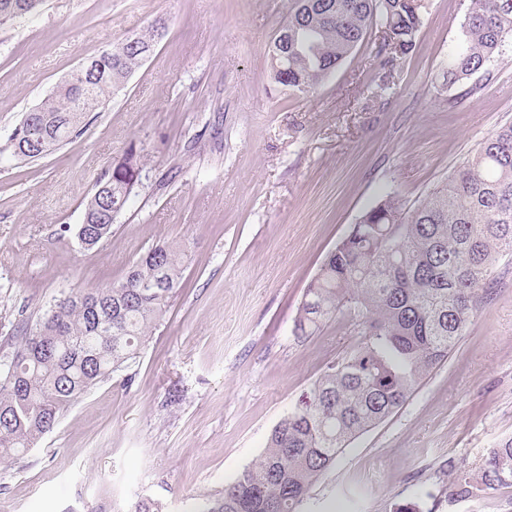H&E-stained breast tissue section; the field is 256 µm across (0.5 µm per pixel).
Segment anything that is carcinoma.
I'll return each instance as SVG.
<instances>
[{
    "label": "carcinoma",
    "mask_w": 512,
    "mask_h": 512,
    "mask_svg": "<svg viewBox=\"0 0 512 512\" xmlns=\"http://www.w3.org/2000/svg\"><path fill=\"white\" fill-rule=\"evenodd\" d=\"M44 0H0V25ZM426 0H291L288 19L270 46L288 35V65L272 79L295 94L314 92L375 28L384 32L375 58L384 70L409 54L423 24ZM161 19L94 58L104 77L88 94L59 91L15 127L32 145L19 156L0 145V159L42 157L73 139L84 114L124 87L163 39ZM512 40V0H470L460 46L448 63V85L482 70ZM144 171L130 143L96 184L76 235L86 250L112 235V196ZM512 259V122L487 137L465 166L423 200L407 207L386 193L351 225L307 285L297 336L333 322L354 337L273 427L258 464L244 468L197 512H301L311 486L340 453L411 396L448 358L491 295L499 262ZM183 253L157 245L117 283L72 291L58 300L19 346L0 355V460L18 456L53 431L60 412L99 383L136 362L141 345L181 287ZM448 503L512 486V438L486 450L479 465L448 461Z\"/></svg>",
    "instance_id": "cac0c4a2"
}]
</instances>
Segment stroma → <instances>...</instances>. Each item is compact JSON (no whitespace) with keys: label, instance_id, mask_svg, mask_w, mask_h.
I'll list each match as a JSON object with an SVG mask.
<instances>
[{"label":"stroma","instance_id":"1","mask_svg":"<svg viewBox=\"0 0 512 512\" xmlns=\"http://www.w3.org/2000/svg\"><path fill=\"white\" fill-rule=\"evenodd\" d=\"M470 0H428L409 55L378 79L373 31L316 94L270 77L289 0H45L0 26V144L85 60L165 18L154 54L82 134L32 163L0 162V352L64 293L102 288L161 244L182 286L126 374L0 463L18 512H196L264 451L272 428L352 342L293 334L325 254L384 192L417 203L512 121V44L450 87ZM146 164L96 250L74 228L129 143ZM448 359L361 435L303 512H512V488L449 504V462L512 437V264Z\"/></svg>","mask_w":512,"mask_h":512}]
</instances>
